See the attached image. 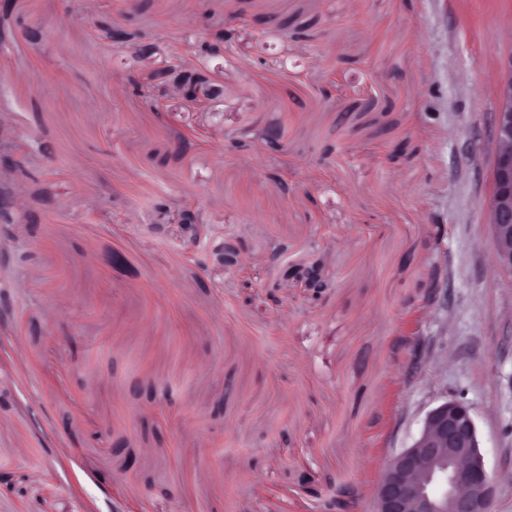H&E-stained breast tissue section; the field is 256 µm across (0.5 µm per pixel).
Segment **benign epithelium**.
Listing matches in <instances>:
<instances>
[{
    "label": "benign epithelium",
    "instance_id": "1",
    "mask_svg": "<svg viewBox=\"0 0 512 512\" xmlns=\"http://www.w3.org/2000/svg\"><path fill=\"white\" fill-rule=\"evenodd\" d=\"M208 88L177 84L175 89L191 100L210 101ZM494 118L495 148L491 158V190L486 203L497 266L512 273V54L508 56L497 88ZM23 168L15 145L0 142V168ZM21 215L12 188L0 187V221L12 223ZM176 220L183 224L188 242L196 247L201 238L194 211L186 208ZM222 242L211 248L213 260L229 267L241 262V245L233 253ZM312 296L322 292L313 267L289 266ZM498 483L487 468L481 434L472 404L465 394L442 396L425 412L412 443L396 451L384 464L373 493L371 512H491Z\"/></svg>",
    "mask_w": 512,
    "mask_h": 512
}]
</instances>
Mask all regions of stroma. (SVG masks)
I'll list each match as a JSON object with an SVG mask.
<instances>
[{
    "label": "stroma",
    "mask_w": 512,
    "mask_h": 512,
    "mask_svg": "<svg viewBox=\"0 0 512 512\" xmlns=\"http://www.w3.org/2000/svg\"><path fill=\"white\" fill-rule=\"evenodd\" d=\"M508 18L512 0H10L0 138L29 220L0 227V512H322L344 488L370 512L384 460L460 390L512 474V274L484 207ZM181 71L223 97L173 93ZM160 206L195 209L202 246L154 229ZM312 262L317 301L283 276Z\"/></svg>",
    "instance_id": "35a3bbf8"
}]
</instances>
